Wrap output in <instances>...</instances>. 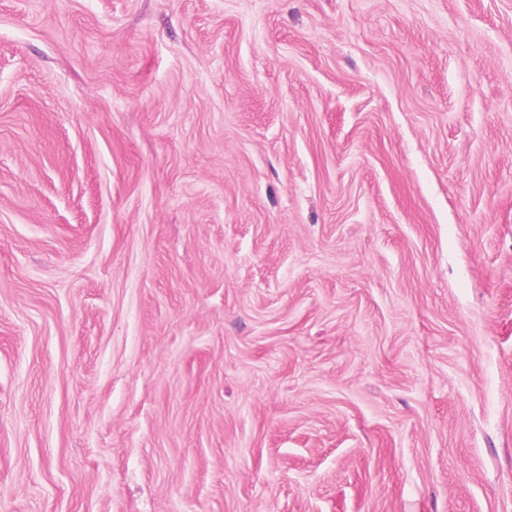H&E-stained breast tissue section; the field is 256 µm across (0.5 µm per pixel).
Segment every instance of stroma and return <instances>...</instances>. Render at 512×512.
I'll return each mask as SVG.
<instances>
[{"mask_svg":"<svg viewBox=\"0 0 512 512\" xmlns=\"http://www.w3.org/2000/svg\"><path fill=\"white\" fill-rule=\"evenodd\" d=\"M0 512H512V0H0Z\"/></svg>","mask_w":512,"mask_h":512,"instance_id":"1","label":"stroma"}]
</instances>
